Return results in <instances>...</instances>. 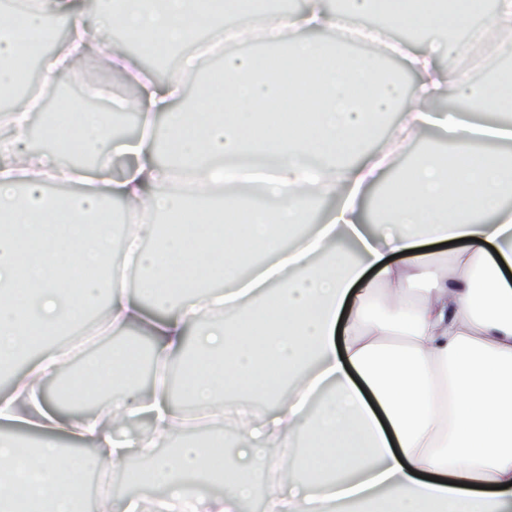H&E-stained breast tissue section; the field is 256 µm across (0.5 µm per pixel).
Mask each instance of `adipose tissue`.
I'll list each match as a JSON object with an SVG mask.
<instances>
[{"label":"adipose tissue","instance_id":"1","mask_svg":"<svg viewBox=\"0 0 512 512\" xmlns=\"http://www.w3.org/2000/svg\"><path fill=\"white\" fill-rule=\"evenodd\" d=\"M244 0H39L0 15V94L20 79L19 61L41 47L47 22L69 21L65 42L43 60L46 86L98 54L105 68L133 62L105 41L121 29L146 53H177L200 29L219 32ZM474 0H305L296 11L258 17L277 58L224 48L223 86L199 85L181 102L196 61L165 83L140 82L137 139L112 133L96 109L94 82L52 109L18 99L0 114V367L23 357L34 337L57 335L105 300V325H132L152 339L151 359L180 374L140 387L128 369L135 345L85 360L88 396L112 390L93 412L63 409L43 389L64 365L41 346L27 371L0 391V424L37 438L24 448L0 435V512H113L111 495L87 508L76 490L90 472L139 455L149 484L171 492L166 512H241L252 477L277 473L266 512H512V73L495 94L473 96L469 78L441 58L512 54V0H497L472 27ZM421 31L402 45L412 86L382 77L374 55L342 50L370 15ZM389 135L375 139L401 100ZM448 100L437 110L438 100ZM55 139L54 117L76 124L70 151L92 168H63L33 151L32 116ZM478 112L498 114L473 122ZM164 125L168 149L153 130ZM448 135L447 155H417L393 170L403 143L430 129ZM330 202L310 222L311 200ZM120 202L136 287L114 275L117 256L99 217ZM309 224L285 246L288 231ZM451 250H441V243ZM206 288L184 291L186 269ZM202 409L234 408L236 442L216 476L202 447L183 440L175 395ZM148 418L151 438L118 423ZM90 445L68 451L62 438ZM29 487L28 504L12 495ZM220 486L203 495L204 485Z\"/></svg>","mask_w":512,"mask_h":512}]
</instances>
